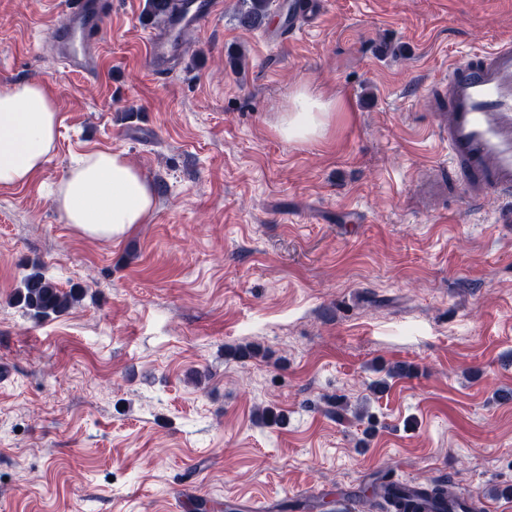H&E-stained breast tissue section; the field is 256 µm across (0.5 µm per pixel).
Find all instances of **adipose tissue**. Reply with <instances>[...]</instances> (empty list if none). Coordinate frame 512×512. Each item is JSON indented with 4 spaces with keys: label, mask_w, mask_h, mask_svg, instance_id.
Listing matches in <instances>:
<instances>
[{
    "label": "adipose tissue",
    "mask_w": 512,
    "mask_h": 512,
    "mask_svg": "<svg viewBox=\"0 0 512 512\" xmlns=\"http://www.w3.org/2000/svg\"><path fill=\"white\" fill-rule=\"evenodd\" d=\"M335 107L334 101L297 89L276 130L287 140L320 137ZM57 136L56 104L42 83L22 81L0 89V186L29 184L49 160ZM53 205L79 235L112 241L151 219L154 191L122 152L100 150L68 170Z\"/></svg>",
    "instance_id": "obj_1"
}]
</instances>
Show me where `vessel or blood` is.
Wrapping results in <instances>:
<instances>
[{
    "instance_id": "obj_1",
    "label": "vessel or blood",
    "mask_w": 512,
    "mask_h": 512,
    "mask_svg": "<svg viewBox=\"0 0 512 512\" xmlns=\"http://www.w3.org/2000/svg\"><path fill=\"white\" fill-rule=\"evenodd\" d=\"M218 9V0H181L167 25L147 37L150 72L168 73L182 52L181 34L212 19ZM104 20L101 0H72L56 34L66 67L99 71L95 49ZM435 93L433 130L447 144L448 164L468 198L474 203L488 197L511 202L512 40L450 65ZM421 191L426 200L439 204L448 195V182L433 174Z\"/></svg>"
}]
</instances>
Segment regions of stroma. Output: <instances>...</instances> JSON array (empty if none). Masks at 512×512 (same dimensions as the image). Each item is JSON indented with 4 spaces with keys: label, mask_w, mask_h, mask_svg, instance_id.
<instances>
[{
    "label": "stroma",
    "mask_w": 512,
    "mask_h": 512,
    "mask_svg": "<svg viewBox=\"0 0 512 512\" xmlns=\"http://www.w3.org/2000/svg\"><path fill=\"white\" fill-rule=\"evenodd\" d=\"M102 2L81 75L53 42L65 0H0V88L45 83L59 118L43 169L0 187V512H283L303 487L337 512L389 471L512 512V205L419 195L448 163L430 89L512 37V0H323L276 47L219 0L162 79L146 0ZM303 86L336 110L289 142L274 126ZM101 149L155 188L115 241L50 196ZM36 268L80 303L14 305Z\"/></svg>",
    "instance_id": "stroma-1"
}]
</instances>
